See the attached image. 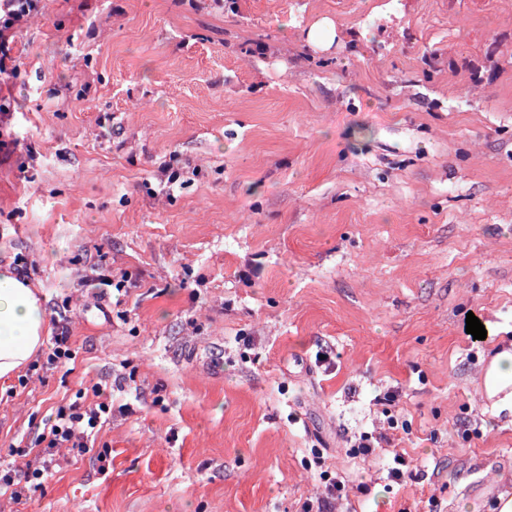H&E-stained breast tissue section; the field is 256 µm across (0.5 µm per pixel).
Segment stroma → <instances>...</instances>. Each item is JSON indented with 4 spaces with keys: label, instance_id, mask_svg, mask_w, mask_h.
<instances>
[{
    "label": "stroma",
    "instance_id": "35a3bbf8",
    "mask_svg": "<svg viewBox=\"0 0 512 512\" xmlns=\"http://www.w3.org/2000/svg\"><path fill=\"white\" fill-rule=\"evenodd\" d=\"M12 35L0 264L70 308L77 355L0 381V457L124 385L107 461L60 449L27 512H301L316 453L336 512H495L512 412L475 377L512 344V6L41 0ZM394 450L419 479H387Z\"/></svg>",
    "mask_w": 512,
    "mask_h": 512
}]
</instances>
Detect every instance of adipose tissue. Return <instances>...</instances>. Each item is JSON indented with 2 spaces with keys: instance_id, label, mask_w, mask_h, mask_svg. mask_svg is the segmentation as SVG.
<instances>
[{
  "instance_id": "obj_1",
  "label": "adipose tissue",
  "mask_w": 512,
  "mask_h": 512,
  "mask_svg": "<svg viewBox=\"0 0 512 512\" xmlns=\"http://www.w3.org/2000/svg\"><path fill=\"white\" fill-rule=\"evenodd\" d=\"M47 333L45 306L30 283L0 265V379L24 367ZM479 387L495 406L512 408V347L497 352L481 370Z\"/></svg>"
}]
</instances>
